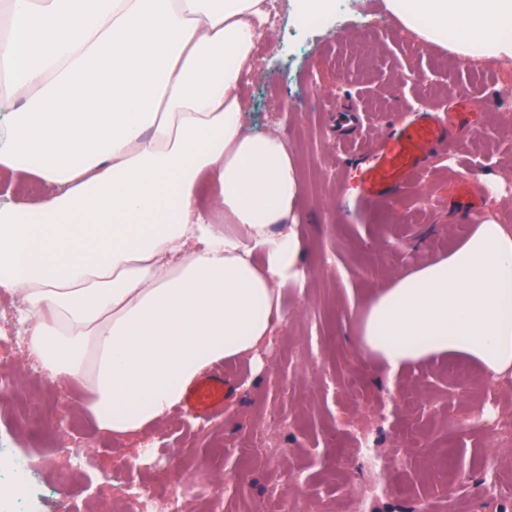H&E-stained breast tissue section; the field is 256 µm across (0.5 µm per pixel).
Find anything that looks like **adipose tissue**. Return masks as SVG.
<instances>
[{
	"mask_svg": "<svg viewBox=\"0 0 512 512\" xmlns=\"http://www.w3.org/2000/svg\"><path fill=\"white\" fill-rule=\"evenodd\" d=\"M458 55L512 57V0H387ZM266 0H7L0 178L55 185L0 204V290L35 318L46 388L85 386L98 431L134 438L220 362L261 370L300 276V182L275 134L243 135ZM388 377L461 357L512 369V231L481 223L390 278L357 316Z\"/></svg>",
	"mask_w": 512,
	"mask_h": 512,
	"instance_id": "ef3b65f1",
	"label": "adipose tissue"
}]
</instances>
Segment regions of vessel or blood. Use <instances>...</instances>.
Listing matches in <instances>:
<instances>
[{
  "label": "vessel or blood",
  "mask_w": 512,
  "mask_h": 512,
  "mask_svg": "<svg viewBox=\"0 0 512 512\" xmlns=\"http://www.w3.org/2000/svg\"><path fill=\"white\" fill-rule=\"evenodd\" d=\"M450 126L443 113L430 109L397 123L363 163L364 191L358 199L359 205L370 206L396 198L448 140ZM234 390L233 380L218 369L190 387L187 400L200 411L220 413Z\"/></svg>",
  "instance_id": "vessel-or-blood-1"
}]
</instances>
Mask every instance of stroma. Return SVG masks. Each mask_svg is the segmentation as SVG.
<instances>
[{
  "label": "stroma",
  "mask_w": 512,
  "mask_h": 512,
  "mask_svg": "<svg viewBox=\"0 0 512 512\" xmlns=\"http://www.w3.org/2000/svg\"><path fill=\"white\" fill-rule=\"evenodd\" d=\"M326 23L295 28L294 0H277V23L255 50L242 93L244 134L277 133L301 186L291 221L302 245L303 278L283 285L284 319L261 351L265 368L228 362L237 388L224 413L203 417V432L177 408L138 442L99 433L73 384L48 392L19 343L33 320L20 295L0 292V433L31 458L49 494L36 512H113L108 475L133 463L134 492L167 493L180 475L183 512H348L366 498L372 512H405L419 496L448 487L444 458L478 474L494 455L472 430L476 407L502 415L512 375L490 380L469 367L465 390L448 388L449 363L435 360L389 382L353 339L356 316L373 289L448 251L471 232L473 213L512 227V60H479L456 73L453 53L404 32L386 0H345ZM449 111L454 126L428 173L399 197L348 209L359 158L410 110ZM381 417L375 464L362 457L350 425ZM90 448L96 480L80 483L66 453ZM403 449L407 464L391 463ZM304 474L282 483L281 471ZM500 494L482 501L466 490L465 512H512V457L500 456Z\"/></svg>",
  "instance_id": "stroma-1"
}]
</instances>
